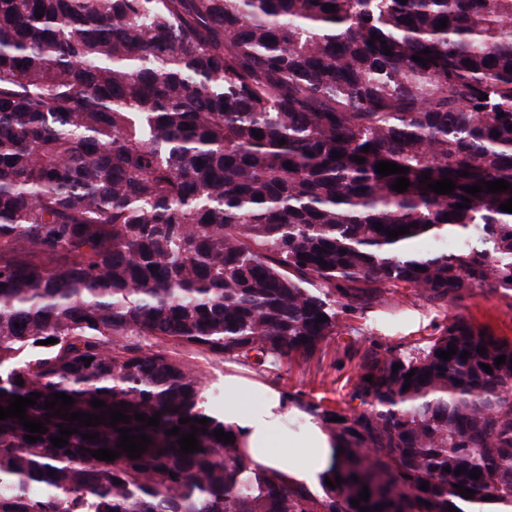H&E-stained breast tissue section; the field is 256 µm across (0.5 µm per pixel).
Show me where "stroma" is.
<instances>
[{
	"mask_svg": "<svg viewBox=\"0 0 512 512\" xmlns=\"http://www.w3.org/2000/svg\"><path fill=\"white\" fill-rule=\"evenodd\" d=\"M454 318L512 341V292L486 287L461 299L436 302L401 288L370 299L358 308L340 310L336 335L328 338L314 356L282 361L258 375L234 361H219L180 346L168 347L167 352L196 366L206 380L209 403L213 406L224 402L221 376L234 370L248 378L257 377L260 383L280 393L292 395L299 409L310 403L341 408L366 353L376 349L400 354L418 352Z\"/></svg>",
	"mask_w": 512,
	"mask_h": 512,
	"instance_id": "obj_1",
	"label": "stroma"
}]
</instances>
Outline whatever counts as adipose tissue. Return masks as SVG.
Segmentation results:
<instances>
[{
  "mask_svg": "<svg viewBox=\"0 0 512 512\" xmlns=\"http://www.w3.org/2000/svg\"><path fill=\"white\" fill-rule=\"evenodd\" d=\"M291 412L281 394L257 382L228 374L224 377V424L231 428L250 459L279 472L295 485L320 489L334 450L315 417H307L303 436L289 433ZM292 455H285V448Z\"/></svg>",
  "mask_w": 512,
  "mask_h": 512,
  "instance_id": "ef3b65f1",
  "label": "adipose tissue"
}]
</instances>
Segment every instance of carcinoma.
I'll use <instances>...</instances> for the list:
<instances>
[{"mask_svg": "<svg viewBox=\"0 0 512 512\" xmlns=\"http://www.w3.org/2000/svg\"><path fill=\"white\" fill-rule=\"evenodd\" d=\"M510 125L512 0H0V406L38 392L27 419L47 427L29 443L0 420V512L512 507V342L454 319L416 354L367 353L346 407H306L343 447L320 494L217 440L203 376L164 348L263 370L370 296L512 291V190L454 208L463 186L512 184ZM53 393L125 401L130 422L54 447L76 423L47 416ZM158 411L141 457L92 456ZM186 417L210 419L199 452L166 435Z\"/></svg>", "mask_w": 512, "mask_h": 512, "instance_id": "obj_1", "label": "carcinoma"}]
</instances>
